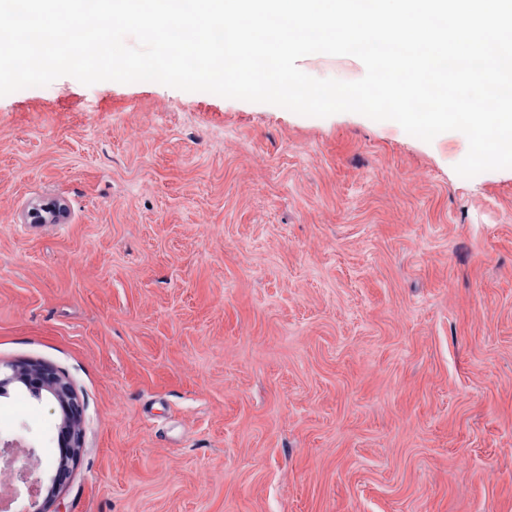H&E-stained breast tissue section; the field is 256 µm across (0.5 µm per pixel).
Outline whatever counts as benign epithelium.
<instances>
[{
	"label": "benign epithelium",
	"instance_id": "benign-epithelium-1",
	"mask_svg": "<svg viewBox=\"0 0 512 512\" xmlns=\"http://www.w3.org/2000/svg\"><path fill=\"white\" fill-rule=\"evenodd\" d=\"M64 214V205L51 201L32 206L26 220L31 224H54ZM6 368L9 372H0L1 389L20 383L34 399H50L61 416L58 444L61 454L51 470L43 466L37 448L26 446L18 439L0 437V455L5 457L13 480L26 488L28 504L22 512H49L58 490L70 474V464L76 461L82 445V404L72 384L51 366L20 362L8 363Z\"/></svg>",
	"mask_w": 512,
	"mask_h": 512
}]
</instances>
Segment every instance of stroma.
<instances>
[{
  "label": "stroma",
  "mask_w": 512,
  "mask_h": 512,
  "mask_svg": "<svg viewBox=\"0 0 512 512\" xmlns=\"http://www.w3.org/2000/svg\"><path fill=\"white\" fill-rule=\"evenodd\" d=\"M467 152L157 82L0 97V363L83 405L50 512H512V169ZM58 423L0 397L47 463ZM64 214V205L58 201H51L32 206L27 212L26 220L31 224H54L61 220Z\"/></svg>",
  "instance_id": "35a3bbf8"
}]
</instances>
